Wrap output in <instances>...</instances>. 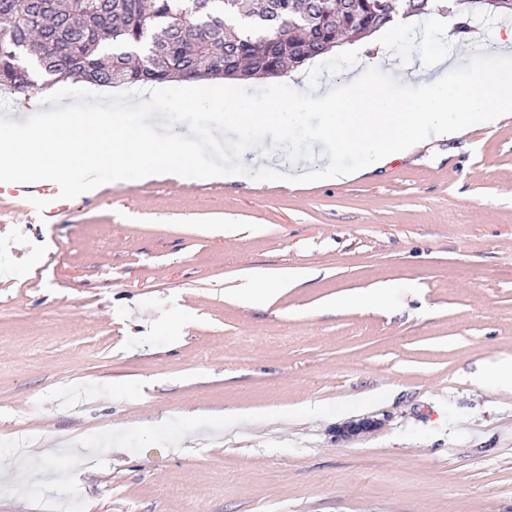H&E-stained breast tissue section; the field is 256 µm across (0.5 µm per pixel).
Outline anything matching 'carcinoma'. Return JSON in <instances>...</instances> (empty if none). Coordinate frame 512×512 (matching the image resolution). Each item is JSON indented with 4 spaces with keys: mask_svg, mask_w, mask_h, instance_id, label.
Masks as SVG:
<instances>
[{
    "mask_svg": "<svg viewBox=\"0 0 512 512\" xmlns=\"http://www.w3.org/2000/svg\"><path fill=\"white\" fill-rule=\"evenodd\" d=\"M439 0H0V88L47 76L97 86L277 76L341 36Z\"/></svg>",
    "mask_w": 512,
    "mask_h": 512,
    "instance_id": "carcinoma-1",
    "label": "carcinoma"
}]
</instances>
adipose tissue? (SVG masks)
Returning a JSON list of instances; mask_svg holds the SVG:
<instances>
[{
  "mask_svg": "<svg viewBox=\"0 0 512 512\" xmlns=\"http://www.w3.org/2000/svg\"><path fill=\"white\" fill-rule=\"evenodd\" d=\"M497 64L487 71L473 69L466 52L444 54L431 50L420 67L413 92L397 99L387 85L346 73V92L336 97L320 86L297 84L288 99L268 104L242 101L225 90L224 137L242 138L252 125L261 124L289 138L294 115L316 111L327 121L316 142H332L338 149L358 151L371 173L396 157L411 154L427 132L455 140L470 128L498 122L512 112V26L500 28L495 39ZM124 111L103 107L91 113H68L57 126L32 127L24 132L0 131V186L19 178L62 182L75 164L108 165L113 177L125 168L144 172H177L190 164L199 144L171 138L154 141L147 128L125 125Z\"/></svg>",
  "mask_w": 512,
  "mask_h": 512,
  "instance_id": "1",
  "label": "adipose tissue"
}]
</instances>
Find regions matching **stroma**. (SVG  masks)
<instances>
[{
	"label": "stroma",
	"instance_id": "obj_1",
	"mask_svg": "<svg viewBox=\"0 0 512 512\" xmlns=\"http://www.w3.org/2000/svg\"><path fill=\"white\" fill-rule=\"evenodd\" d=\"M432 41L456 48L422 14L388 46L404 78L340 50L303 76L340 95L354 65L401 97ZM55 85L36 107L0 91V125L100 105ZM182 88L114 90L150 97L128 118L155 141L200 142L175 176L0 187V512H58L50 472L73 460L78 512H512V388L472 380L512 358V124L311 182L229 154L214 106L161 111ZM277 276L269 308L241 296ZM388 281L383 307H324ZM359 419L378 426L337 439Z\"/></svg>",
	"mask_w": 512,
	"mask_h": 512
}]
</instances>
